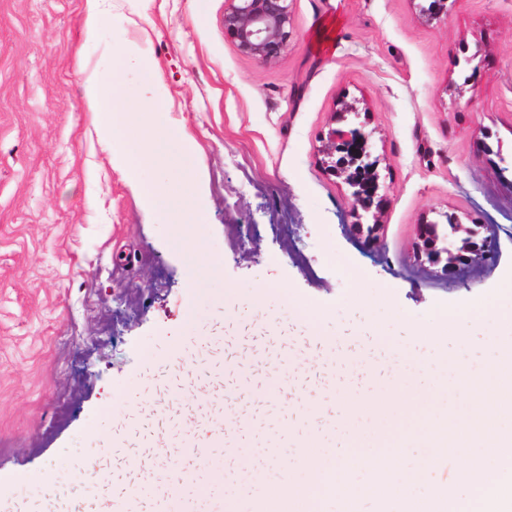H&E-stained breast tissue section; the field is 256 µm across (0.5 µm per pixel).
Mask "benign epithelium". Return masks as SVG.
<instances>
[{"mask_svg":"<svg viewBox=\"0 0 512 512\" xmlns=\"http://www.w3.org/2000/svg\"><path fill=\"white\" fill-rule=\"evenodd\" d=\"M224 31L244 56L260 63L276 62L288 46L291 27L290 0H226ZM359 118L357 101L342 98L335 108L336 126L320 137L321 164L331 175L342 179L351 190L354 223L349 230L365 235L367 242L383 246L381 217L386 195L380 193V158L372 156V132L348 122ZM448 214L418 226L412 243L415 260L448 273L461 264H480L488 260L496 239L497 226L480 224L473 228L453 218L451 234L459 244L447 243L442 223Z\"/></svg>","mask_w":512,"mask_h":512,"instance_id":"7a95c632","label":"benign epithelium"}]
</instances>
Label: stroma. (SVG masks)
Masks as SVG:
<instances>
[{"mask_svg":"<svg viewBox=\"0 0 512 512\" xmlns=\"http://www.w3.org/2000/svg\"><path fill=\"white\" fill-rule=\"evenodd\" d=\"M418 2L290 0L288 47L263 64L225 33V0H112L91 42L85 0H0V473L60 470L105 494L4 485L0 512H106L107 497L186 473L211 512L233 497L249 512L238 453L253 430L291 446L309 427L299 402L336 421L327 387L376 393L360 361L391 370L373 340L348 354L305 335L292 306L336 322L367 305L391 335L451 304H512V0H448L433 25ZM120 50L148 61L117 76L126 110L162 81L155 123L196 148L144 167L166 184L150 210L81 109L85 77L113 75ZM343 94L381 158V249L350 233V190L317 158ZM192 165L207 175L196 200ZM440 212L496 225L489 260L445 277L416 263L417 227ZM176 427L227 441L190 457Z\"/></svg>","mask_w":512,"mask_h":512,"instance_id":"obj_1","label":"stroma"}]
</instances>
